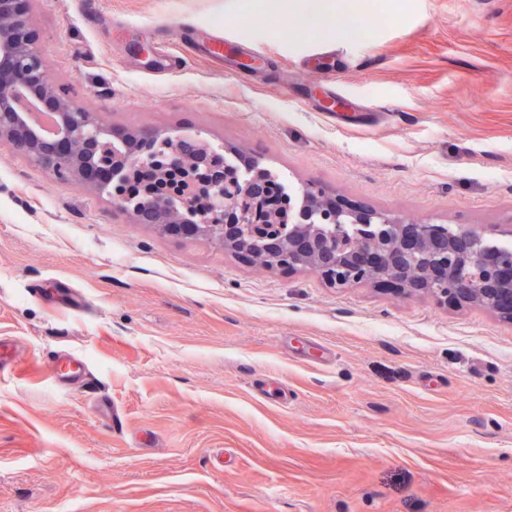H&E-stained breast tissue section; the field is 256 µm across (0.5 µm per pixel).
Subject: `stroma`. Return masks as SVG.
I'll return each mask as SVG.
<instances>
[{
    "mask_svg": "<svg viewBox=\"0 0 512 512\" xmlns=\"http://www.w3.org/2000/svg\"><path fill=\"white\" fill-rule=\"evenodd\" d=\"M370 3L356 41L300 0L26 10L103 126L512 243V0ZM0 512H512V324L159 233L2 146Z\"/></svg>",
    "mask_w": 512,
    "mask_h": 512,
    "instance_id": "obj_1",
    "label": "stroma"
}]
</instances>
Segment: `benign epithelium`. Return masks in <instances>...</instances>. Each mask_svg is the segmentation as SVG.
<instances>
[{"mask_svg": "<svg viewBox=\"0 0 512 512\" xmlns=\"http://www.w3.org/2000/svg\"><path fill=\"white\" fill-rule=\"evenodd\" d=\"M0 0V144L63 180L105 187L121 166L136 165V146L153 140L121 136L95 113L55 96L21 10ZM195 162L210 173L211 220L183 224L167 198L133 208L136 221L161 233L221 244L249 262L307 270L333 288L384 286L456 307L482 306L512 323V249L492 244L468 224L408 222L367 205L324 199L307 188L300 222L278 224V195L263 177L242 180L196 139L172 150V166Z\"/></svg>", "mask_w": 512, "mask_h": 512, "instance_id": "1", "label": "benign epithelium"}]
</instances>
